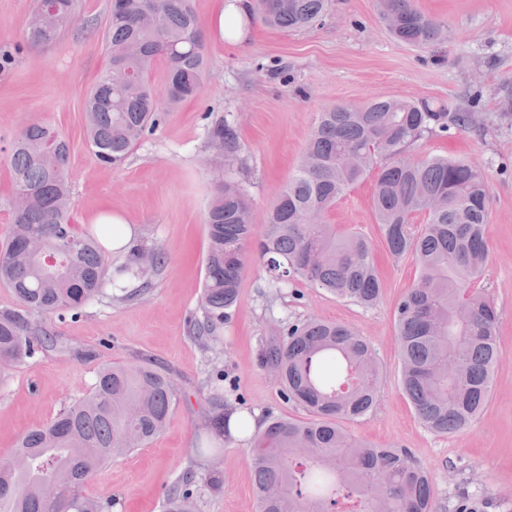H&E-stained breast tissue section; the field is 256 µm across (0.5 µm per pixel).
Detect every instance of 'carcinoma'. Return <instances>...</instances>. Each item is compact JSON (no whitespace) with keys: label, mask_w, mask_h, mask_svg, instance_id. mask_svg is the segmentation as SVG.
Masks as SVG:
<instances>
[{"label":"carcinoma","mask_w":512,"mask_h":512,"mask_svg":"<svg viewBox=\"0 0 512 512\" xmlns=\"http://www.w3.org/2000/svg\"><path fill=\"white\" fill-rule=\"evenodd\" d=\"M161 2L149 24L138 20L144 0L110 4L103 38L108 66L84 101L87 146L107 166L123 164L166 119L154 103L151 77L158 63L164 64L162 86L172 89L169 109L195 98L203 81L207 57L191 0ZM53 6L50 22L38 6L30 14V44H55L78 24L79 0H53ZM327 6L328 0H253L250 18L271 29L298 30L321 20ZM378 10L404 44L435 49L448 42L447 25L423 14L416 0H379ZM479 123L474 112H450L443 103L408 97L325 108L258 238L244 189L224 173L238 155V130L224 119L215 121L208 141L223 140L224 153L210 167L204 318L191 324L203 350L220 343L217 330L237 302L251 256L262 261L271 288L296 279L363 307L379 302L370 243L329 221L337 201L373 173L372 204L386 248L394 258L413 254L419 270L395 311L403 392L429 431H463L491 394L498 360V314L486 289L474 287L489 256L491 186L485 172L469 163L416 159L409 148L434 132ZM71 157L70 142L39 121L25 122L10 146L12 195L24 192L29 202L24 215H12L0 246V284L16 298L15 306L0 309V365L18 364L38 351L79 354L44 320L75 313L103 295L108 260L97 237L72 221ZM420 214L425 223H414ZM35 238L46 241L55 265L30 258ZM164 259L161 247L137 245L121 271L146 288ZM260 364L307 419L270 417L252 437L257 512H439L431 480L408 449L374 448L342 426L370 413L378 394L381 366L362 334L318 318L291 322L262 344ZM208 400L216 410L214 432L231 438L219 383L211 384ZM174 403L172 379L152 364L102 365L86 396L20 438L13 456L28 469L0 467L8 487L0 491V512H113L120 500L93 497L86 484L108 461L157 438ZM195 479L189 469L166 491L163 512H196L190 492ZM44 482L61 485L60 497H44ZM497 509L493 496L463 491L448 512Z\"/></svg>","instance_id":"cac0c4a2"}]
</instances>
